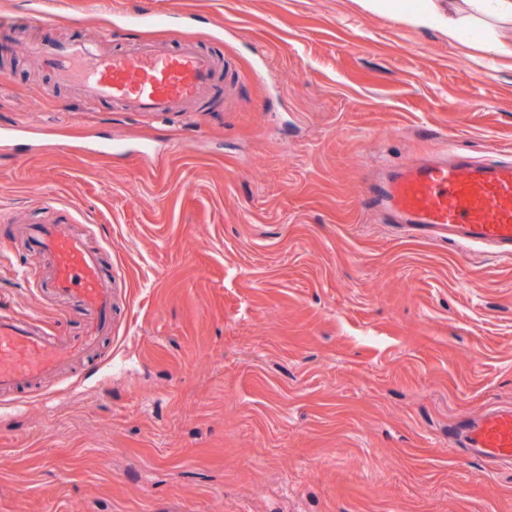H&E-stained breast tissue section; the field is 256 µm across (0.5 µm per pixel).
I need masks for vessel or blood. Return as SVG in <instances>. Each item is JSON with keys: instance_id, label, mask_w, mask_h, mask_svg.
<instances>
[{"instance_id": "vessel-or-blood-1", "label": "vessel or blood", "mask_w": 512, "mask_h": 512, "mask_svg": "<svg viewBox=\"0 0 512 512\" xmlns=\"http://www.w3.org/2000/svg\"><path fill=\"white\" fill-rule=\"evenodd\" d=\"M31 54L58 84L88 102L109 101L126 112H184L211 99L221 67L191 38L177 50L161 40L102 52L80 41L45 39ZM374 200L391 223L447 238L463 248L491 247L512 254V162H478L452 153L402 166L379 180ZM63 214L49 224H17L14 236L41 253L35 278L53 296L76 300L86 315L80 336L62 335L40 317L0 312V395L38 391L50 378L96 358L101 337L112 333V281L98 253ZM462 445L475 457L512 461V409H493L464 423Z\"/></svg>"}]
</instances>
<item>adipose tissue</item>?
<instances>
[{
  "label": "adipose tissue",
  "instance_id": "adipose-tissue-1",
  "mask_svg": "<svg viewBox=\"0 0 512 512\" xmlns=\"http://www.w3.org/2000/svg\"><path fill=\"white\" fill-rule=\"evenodd\" d=\"M471 14H462L455 0H450L447 14H439L433 0H424L422 6L414 9L412 20L420 26L433 24L443 27L449 39H456L459 31L483 15L499 23H512V0H470Z\"/></svg>",
  "mask_w": 512,
  "mask_h": 512
}]
</instances>
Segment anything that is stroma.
<instances>
[{
  "instance_id": "stroma-1",
  "label": "stroma",
  "mask_w": 512,
  "mask_h": 512,
  "mask_svg": "<svg viewBox=\"0 0 512 512\" xmlns=\"http://www.w3.org/2000/svg\"><path fill=\"white\" fill-rule=\"evenodd\" d=\"M364 2L0 0V234L69 210L119 291L108 365L0 400V512H512V466L448 448L512 407V257L410 238L365 194L445 146L512 160V64ZM105 30L192 38L234 88L144 116L26 57ZM39 265L0 249V306L79 335Z\"/></svg>"
}]
</instances>
